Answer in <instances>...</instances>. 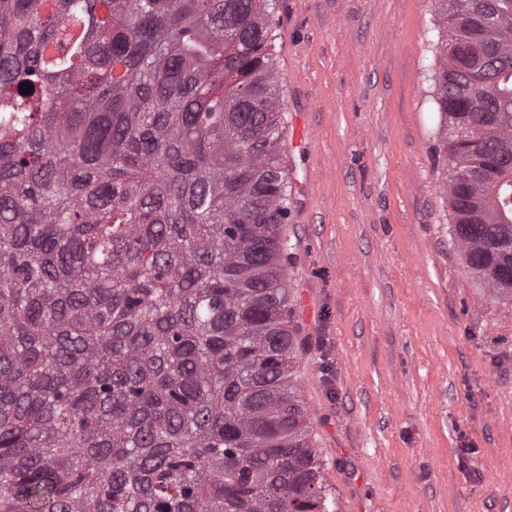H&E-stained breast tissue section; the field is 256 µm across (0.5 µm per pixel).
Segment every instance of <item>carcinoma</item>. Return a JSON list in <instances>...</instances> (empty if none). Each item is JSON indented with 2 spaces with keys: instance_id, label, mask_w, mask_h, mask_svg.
Returning a JSON list of instances; mask_svg holds the SVG:
<instances>
[{
  "instance_id": "carcinoma-1",
  "label": "carcinoma",
  "mask_w": 512,
  "mask_h": 512,
  "mask_svg": "<svg viewBox=\"0 0 512 512\" xmlns=\"http://www.w3.org/2000/svg\"><path fill=\"white\" fill-rule=\"evenodd\" d=\"M435 2L449 235L512 301V0ZM275 29V0H0V512H336Z\"/></svg>"
}]
</instances>
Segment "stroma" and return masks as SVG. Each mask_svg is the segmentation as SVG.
<instances>
[{"instance_id":"35a3bbf8","label":"stroma","mask_w":512,"mask_h":512,"mask_svg":"<svg viewBox=\"0 0 512 512\" xmlns=\"http://www.w3.org/2000/svg\"><path fill=\"white\" fill-rule=\"evenodd\" d=\"M276 16L291 328L337 512H512V303L448 232L436 4L276 0Z\"/></svg>"}]
</instances>
